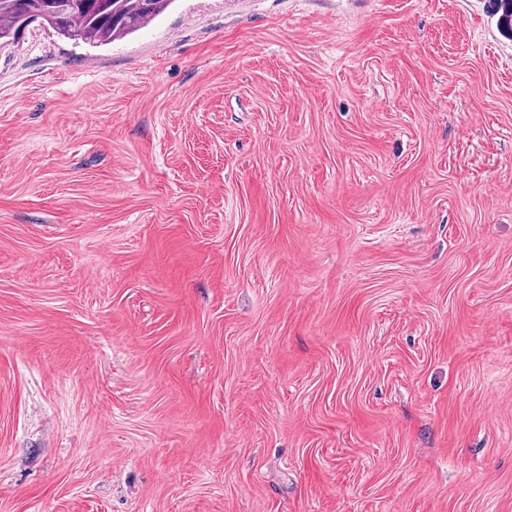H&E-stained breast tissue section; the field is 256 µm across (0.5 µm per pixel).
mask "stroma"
Wrapping results in <instances>:
<instances>
[{"mask_svg":"<svg viewBox=\"0 0 512 512\" xmlns=\"http://www.w3.org/2000/svg\"><path fill=\"white\" fill-rule=\"evenodd\" d=\"M0 512H512L495 0L0 43Z\"/></svg>","mask_w":512,"mask_h":512,"instance_id":"obj_1","label":"stroma"}]
</instances>
